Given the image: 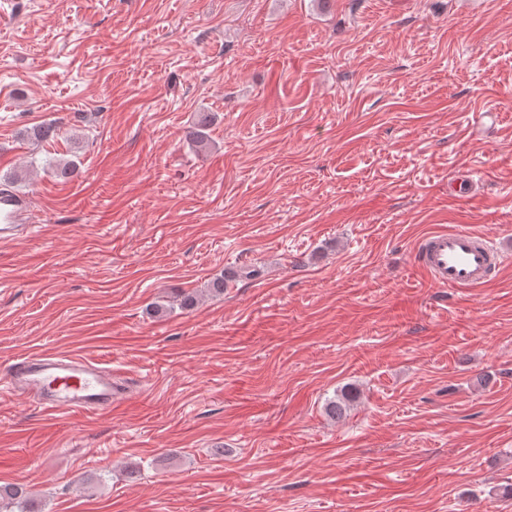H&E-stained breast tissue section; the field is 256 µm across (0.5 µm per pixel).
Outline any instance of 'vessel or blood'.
I'll return each instance as SVG.
<instances>
[{"mask_svg":"<svg viewBox=\"0 0 512 512\" xmlns=\"http://www.w3.org/2000/svg\"><path fill=\"white\" fill-rule=\"evenodd\" d=\"M33 229L28 202L0 194V251ZM505 259L492 238L466 228L429 232L414 248L416 267L439 288L482 287ZM122 393L117 371L76 353L42 351L0 375V395L26 399L48 415L95 416L111 410Z\"/></svg>","mask_w":512,"mask_h":512,"instance_id":"vessel-or-blood-1","label":"vessel or blood"}]
</instances>
